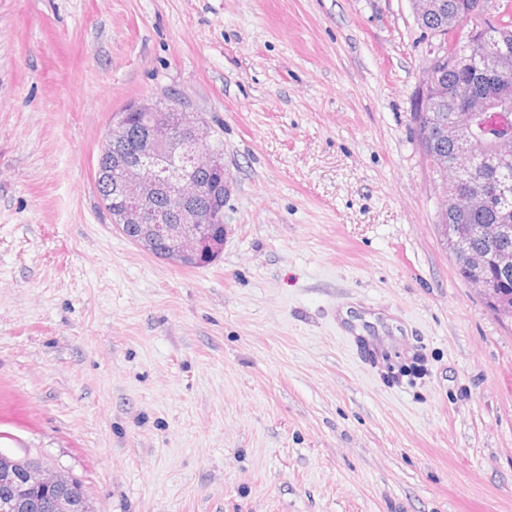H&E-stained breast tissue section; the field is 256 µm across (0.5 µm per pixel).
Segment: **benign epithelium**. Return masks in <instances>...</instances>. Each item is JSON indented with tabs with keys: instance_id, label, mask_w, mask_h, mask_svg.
Masks as SVG:
<instances>
[{
	"instance_id": "benign-epithelium-1",
	"label": "benign epithelium",
	"mask_w": 512,
	"mask_h": 512,
	"mask_svg": "<svg viewBox=\"0 0 512 512\" xmlns=\"http://www.w3.org/2000/svg\"><path fill=\"white\" fill-rule=\"evenodd\" d=\"M414 3L417 17L446 9L448 24H455L457 12L446 7L444 0ZM466 18L470 25L467 45L478 58V75L511 76L512 57L485 43L491 16L485 13L484 0H474ZM444 47L442 42L433 52L423 83L431 110L439 97L448 94V88L439 84L440 65L446 63L452 68L457 64V57L445 53ZM482 107L480 98L458 94V105L448 124L430 130L428 136L450 142L461 140L469 131L472 113ZM134 117L144 126V138L137 162L116 157L117 188L125 199L118 223L127 232L136 230L138 242L162 241L171 258L196 260L214 253L216 244L210 229L224 222V200L231 195L233 183L227 181L224 190L209 195V206L204 209L201 199L205 189L198 173L225 170L224 152L216 147L204 119L195 112L183 111L176 100L164 107L144 99L132 103L114 115L108 135H123ZM448 244L460 257L463 269L476 271L489 261L486 253L468 248L452 224L448 225ZM472 285L495 302L502 319L512 321V303L501 298L492 282L477 278ZM0 483L5 487L0 512H37L42 508V502L35 500L38 494L48 495L51 512H88L81 487L41 462L0 467Z\"/></svg>"
}]
</instances>
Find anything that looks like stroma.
Segmentation results:
<instances>
[{"label":"stroma","instance_id":"stroma-1","mask_svg":"<svg viewBox=\"0 0 512 512\" xmlns=\"http://www.w3.org/2000/svg\"><path fill=\"white\" fill-rule=\"evenodd\" d=\"M437 42L412 0H0V452L94 512H512V325L413 120ZM170 96L234 181L198 267L95 181L114 114Z\"/></svg>","mask_w":512,"mask_h":512}]
</instances>
